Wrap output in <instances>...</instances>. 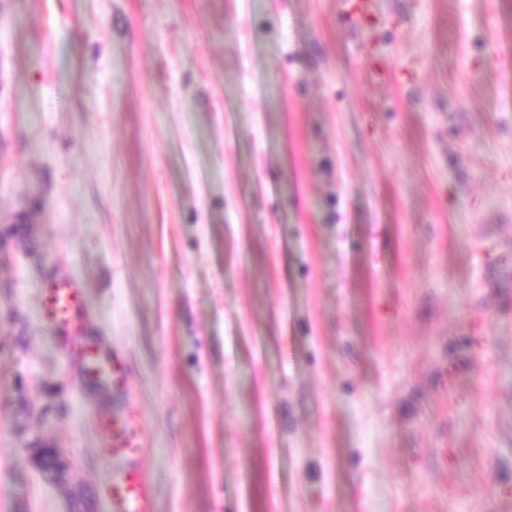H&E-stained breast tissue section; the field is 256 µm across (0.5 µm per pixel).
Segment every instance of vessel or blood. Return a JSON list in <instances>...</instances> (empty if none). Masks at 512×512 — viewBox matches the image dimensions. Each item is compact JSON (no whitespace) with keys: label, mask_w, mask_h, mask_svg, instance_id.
<instances>
[{"label":"vessel or blood","mask_w":512,"mask_h":512,"mask_svg":"<svg viewBox=\"0 0 512 512\" xmlns=\"http://www.w3.org/2000/svg\"><path fill=\"white\" fill-rule=\"evenodd\" d=\"M85 288L80 281L56 278L42 295L45 317L59 327L57 342L78 360L84 379L112 384L122 389L129 373L123 360L101 341L85 336ZM112 452L129 459L141 455L138 438L121 428L112 430ZM114 512H154L155 490L139 470L131 469L115 476L109 487Z\"/></svg>","instance_id":"obj_1"}]
</instances>
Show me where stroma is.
Wrapping results in <instances>:
<instances>
[{
    "label": "stroma",
    "instance_id": "1",
    "mask_svg": "<svg viewBox=\"0 0 512 512\" xmlns=\"http://www.w3.org/2000/svg\"><path fill=\"white\" fill-rule=\"evenodd\" d=\"M112 414L156 512H512V0H0V512ZM84 301L83 284L60 277L51 280L44 289L42 309L45 317L60 328L57 342L81 364L84 379L112 382L115 389H124L128 384L129 373L121 357L101 341L83 335Z\"/></svg>",
    "mask_w": 512,
    "mask_h": 512
}]
</instances>
